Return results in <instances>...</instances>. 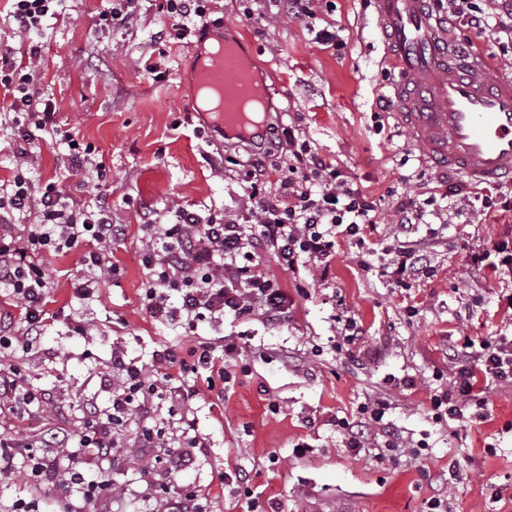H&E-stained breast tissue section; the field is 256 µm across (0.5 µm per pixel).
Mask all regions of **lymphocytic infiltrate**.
I'll use <instances>...</instances> for the list:
<instances>
[{"instance_id":"lymphocytic-infiltrate-1","label":"lymphocytic infiltrate","mask_w":512,"mask_h":512,"mask_svg":"<svg viewBox=\"0 0 512 512\" xmlns=\"http://www.w3.org/2000/svg\"><path fill=\"white\" fill-rule=\"evenodd\" d=\"M64 0H11L8 19L19 32H44L48 18L57 16ZM448 26L454 30L482 32L497 29L512 43V0H448ZM13 47L0 41V87L15 96L10 108L19 119L13 141L15 157H27L33 145L57 133V114L51 100L29 91L30 74L14 72ZM288 178L280 193L264 194L262 160H252L248 179L249 204L234 216L201 217L176 209L169 224L148 222V242L143 263L150 272L144 291L145 308L154 301L177 295L167 319L174 326L195 331L202 320L223 322L226 315L238 319L261 318L274 324L285 319L290 301L275 279L262 270L272 259L285 271L300 275L310 267L329 274L336 235L358 240L363 254L373 255L368 234L373 229L375 201L354 188L351 180L332 162L323 159L310 141L288 131ZM401 241L384 270L397 288L431 271V259L418 248L413 236L425 221L426 211L417 196H398L393 204ZM32 214L35 224L25 234H16L11 217ZM126 227L112 221L105 193H98L94 207L80 203L60 205L53 185L33 195L29 179L16 175L0 185V287L11 291L24 308V327L16 329L11 313H0V353L30 352L40 343L47 320V280L43 258L88 245L86 275L74 289L81 299L93 296L100 280L115 269L107 248L120 239ZM465 352L454 353L457 363L451 388L431 398L436 419L463 417L469 407L483 408V384L512 385V339L491 337L480 343L466 341ZM238 347L223 339H201L188 349L177 344L154 351L151 363L112 354V372L101 382L112 391L108 410L90 408L77 439L52 434V455L30 452V440L22 435H0V476L13 473L20 449H27L23 478L35 491L52 484L57 512H75L73 500L92 504L112 497L111 471L118 464L123 430L130 420L139 423L137 439L142 448L162 445V434L153 422L159 399L170 410L180 409L196 397L197 389L173 390L168 386L170 369L183 374L207 371L208 388L227 383L230 373L220 358H235ZM18 361L0 363V396L8 398V411L24 418L31 406L41 405L43 395L20 383ZM76 450H69V443ZM205 440L196 439L169 450L166 458L151 457L140 468L147 487L163 498L161 512H204L199 492L188 490L169 495L167 485L174 474L206 453Z\"/></svg>"}]
</instances>
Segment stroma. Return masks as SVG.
I'll list each match as a JSON object with an SVG mask.
<instances>
[{
  "label": "stroma",
  "mask_w": 512,
  "mask_h": 512,
  "mask_svg": "<svg viewBox=\"0 0 512 512\" xmlns=\"http://www.w3.org/2000/svg\"><path fill=\"white\" fill-rule=\"evenodd\" d=\"M99 4L68 0L65 14L49 20L43 58L31 71L33 90L52 99L63 131L90 147L86 167L73 169L63 143L41 145L17 164L13 125L0 121V182L21 171L34 186L55 183L80 202L108 188L113 223L128 227L111 248L117 274L102 279L89 300L73 295L86 270L84 249L45 261L54 318L39 347L22 357L21 375L46 390L51 403L26 435L77 429L89 403L107 409L110 394L100 377L112 370L113 349L147 363L160 346L191 344L142 304L148 271L141 213L155 210L167 224L175 205L220 217L248 202L241 167L254 146L224 140L209 113L193 110L187 82L201 30L228 26L252 43L275 128H300L374 199L371 242L391 243L400 193L419 181L437 188L424 204L432 221L418 232L433 245L432 271L410 287L391 288L381 258L361 268L357 247L342 236L327 281L307 279L305 295L291 274L270 266L295 301L288 320L270 325L225 316L219 333L242 349L226 388L208 389L191 374L172 376L171 386H196L183 412L210 444L193 467L174 475L172 492L200 491L209 512H427L435 495L447 500L448 512H512V385H490L483 413L467 409L460 421L436 419L430 405L440 386L435 373L453 372L450 349L467 339L512 336V313L501 303L511 286L465 267L470 247L489 248L512 234V210L480 223L444 221L441 190L474 185L423 163L405 130L378 112L376 99L390 94L393 80L382 71L373 0H316V16L306 20L288 17L283 0H212L205 17L189 20L184 38L164 40L155 34L170 22L166 0H139L123 30L98 24ZM247 8L254 17L245 21ZM328 24L336 32L332 45L316 39ZM148 62L159 76L145 72ZM409 305L419 308L417 317L408 318ZM339 313L362 327L355 343L339 336ZM219 333L205 321L196 329L203 338ZM378 400L386 402L384 419L401 432L403 446L387 452L379 438L353 450L341 424L359 421L360 407ZM133 442L126 431L114 497L87 512H155L138 479L141 453ZM229 470L247 474L252 496L224 482Z\"/></svg>",
  "instance_id": "stroma-1"
}]
</instances>
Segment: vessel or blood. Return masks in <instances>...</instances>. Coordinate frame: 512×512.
<instances>
[{
	"mask_svg": "<svg viewBox=\"0 0 512 512\" xmlns=\"http://www.w3.org/2000/svg\"><path fill=\"white\" fill-rule=\"evenodd\" d=\"M399 79L391 111L427 160L476 182L512 185V76L485 79L420 0H374Z\"/></svg>",
	"mask_w": 512,
	"mask_h": 512,
	"instance_id": "obj_1",
	"label": "vessel or blood"
}]
</instances>
